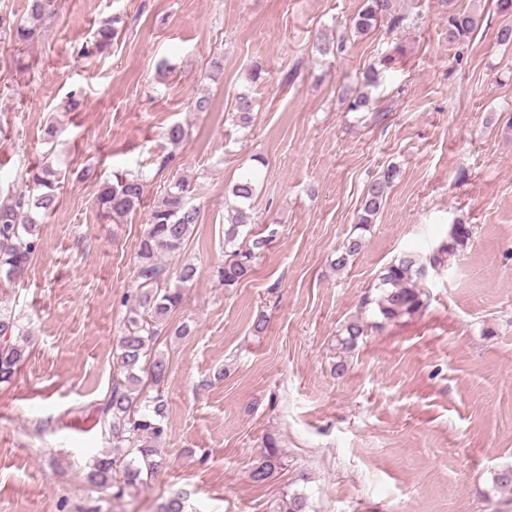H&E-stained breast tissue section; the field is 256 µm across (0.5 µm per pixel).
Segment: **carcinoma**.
<instances>
[{
  "mask_svg": "<svg viewBox=\"0 0 512 512\" xmlns=\"http://www.w3.org/2000/svg\"><path fill=\"white\" fill-rule=\"evenodd\" d=\"M57 0H30L28 13L13 19L0 11V34H5L17 46L35 41L55 15ZM420 15L403 14L394 8V0H364L362 10L353 19V28L359 34L369 33L383 22L387 30L395 32L414 25ZM115 21L102 24L94 33L91 48L103 53L110 49L117 35ZM476 28V18L469 10H455L448 15V43L456 44L467 39ZM378 73L366 74L362 88L348 97L350 112L372 110L370 88L377 85ZM256 99L248 92L237 94L234 112L230 116L232 130L244 129L251 122ZM67 171L53 166L49 161L26 169L22 180L24 190L7 191V200L0 203V281H14L23 277L41 249L39 224L56 210L60 202L59 190ZM395 172L386 169L366 188L357 213L355 229L364 230L373 223L383 208L387 190ZM190 182L184 177L174 180L165 194L152 208L146 228L136 250V279L138 288L124 298L129 309L128 325L119 339L115 352L116 363L122 377L112 383L111 394L104 405L103 415L109 419L112 444L124 449V454H103L95 457L87 480L103 490H112V497L120 498L129 490L143 484L158 468L155 456L157 445L166 436V400L162 391L149 397L144 392L143 376L150 377L158 388L168 372L166 358L153 351L162 333L169 330L170 312L183 300L184 290L197 276V267L183 263L176 272L175 282L165 274L162 257L181 253L193 234L200 216V209L188 204L191 196ZM235 204L227 208L224 216V264L216 274L226 288H233L254 271L257 259L265 249L269 237L251 235V201L256 193L255 172L248 169L241 173L231 186ZM144 180L139 174H113L112 180L100 185L97 196L99 216L109 224L124 223L127 215L135 212L143 202ZM249 240L238 244L240 236ZM472 231L467 224L451 227L448 241L442 252L455 255L466 249ZM361 237H349L336 250L332 266L340 271L359 254ZM438 258H427L417 253H405L387 264L374 284L377 293L367 297L366 304L373 306L383 322H396L413 318L423 312L427 295L422 279L427 265ZM18 321L12 307L0 304V386L11 384L25 358L26 348L21 339ZM366 325L360 318L345 322L336 335V363L334 372L340 376L348 369L347 358L354 352L363 337ZM281 466L277 443L268 439L262 462L252 473L256 483L266 481ZM307 497L293 493L283 502L281 512H307Z\"/></svg>",
  "mask_w": 512,
  "mask_h": 512,
  "instance_id": "1",
  "label": "carcinoma"
}]
</instances>
